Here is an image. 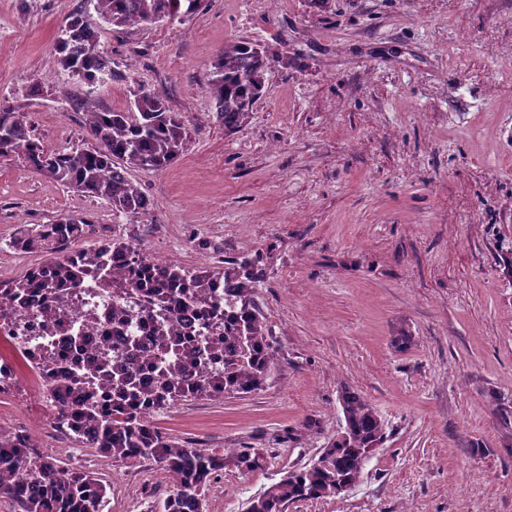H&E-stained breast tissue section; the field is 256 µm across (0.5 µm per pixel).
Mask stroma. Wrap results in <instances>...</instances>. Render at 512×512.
Masks as SVG:
<instances>
[{
    "label": "stroma",
    "mask_w": 512,
    "mask_h": 512,
    "mask_svg": "<svg viewBox=\"0 0 512 512\" xmlns=\"http://www.w3.org/2000/svg\"><path fill=\"white\" fill-rule=\"evenodd\" d=\"M78 11L192 141L167 170H132L153 203L138 218L0 161V282L45 259L13 237L64 214L90 219L87 248L113 230L190 269L260 255L274 374L263 390L155 416L196 448L267 449L264 469L225 468L206 512H244L316 457L343 422L345 386L387 439L354 488L286 512H512V0H206L183 24L120 28L92 0H0V100L24 107L56 152L92 144L85 87L55 51ZM234 39L288 64L230 132L206 86ZM52 419L19 365L0 431H35L39 453L102 478L105 512H148L168 490L148 478L155 463L101 458Z\"/></svg>",
    "instance_id": "obj_1"
}]
</instances>
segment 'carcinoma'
Here are the masks:
<instances>
[{"label": "carcinoma", "mask_w": 512, "mask_h": 512, "mask_svg": "<svg viewBox=\"0 0 512 512\" xmlns=\"http://www.w3.org/2000/svg\"><path fill=\"white\" fill-rule=\"evenodd\" d=\"M204 0H96L100 19L115 27L184 23ZM62 70L86 86L81 106L94 145L59 153L48 150L32 132L28 113L18 105L0 103V160L20 161L61 185L105 200L112 210L139 217L151 202L130 176L134 168L165 170L188 148L190 132L184 117L170 110L155 90L131 75L113 69L99 51L97 32L82 13L70 16L57 43ZM285 60L257 44L231 40L217 54L207 82L216 119L228 131L249 123L264 95L269 68ZM132 82L127 105L99 109L96 86ZM93 224L79 216H62L50 224L25 229L11 241L23 253L51 256L53 271L41 276L38 287L54 303V312L67 316L69 297L58 284H79L95 278L112 297L139 303L150 297L164 319L181 315L206 318L194 339L184 342L159 323L151 342L158 361L151 376L140 374L144 349L135 336L125 340L124 352L114 357L103 351L74 371L64 367L59 379L43 388L54 410V424L105 459L152 460L172 482L168 495L156 504L159 512H205V490L224 468L243 473L268 464L265 449L247 447L222 454L192 448L159 430L150 416L181 401L216 400L224 394H248L262 389L277 364L276 349L266 315L256 302V284L263 276L261 257L228 260L216 269L189 270L168 263L156 275L133 267V274L114 278L106 258L122 261L140 255L130 242L103 235L88 249L82 242ZM31 274L0 284V295L16 297L33 287ZM224 284V296L211 289ZM224 330V337L214 335ZM112 370V403L96 399L88 386L100 373ZM147 401L149 415L139 411ZM344 426L310 463L288 471L247 501L245 512H285L289 504L336 497L361 480L372 449L386 437V425L375 407L359 392L344 388L340 395ZM105 486L94 474L63 470L40 455L21 436L0 432V496L14 501L22 512H104Z\"/></svg>", "instance_id": "1"}]
</instances>
